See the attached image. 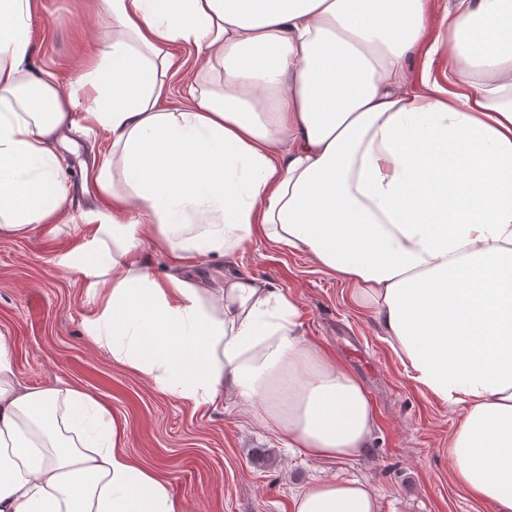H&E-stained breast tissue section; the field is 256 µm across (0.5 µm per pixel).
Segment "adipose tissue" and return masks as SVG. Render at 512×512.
Returning a JSON list of instances; mask_svg holds the SVG:
<instances>
[{
	"label": "adipose tissue",
	"mask_w": 512,
	"mask_h": 512,
	"mask_svg": "<svg viewBox=\"0 0 512 512\" xmlns=\"http://www.w3.org/2000/svg\"><path fill=\"white\" fill-rule=\"evenodd\" d=\"M115 26L84 96L30 66L43 0H0V230L56 224L63 127L106 133L76 246L52 264L95 305L87 338L193 409L223 401L313 460L376 425L358 378L303 336L268 281L188 275L256 236L306 254L370 312L415 385L458 410V483L512 512V0H95ZM224 83L168 107L172 48ZM447 46L456 80L421 74ZM151 243L164 273L143 260ZM86 391L22 385L0 336V512H186ZM292 512H380L357 479L304 487Z\"/></svg>",
	"instance_id": "adipose-tissue-1"
}]
</instances>
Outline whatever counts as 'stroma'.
I'll return each mask as SVG.
<instances>
[{
  "label": "stroma",
  "mask_w": 512,
  "mask_h": 512,
  "mask_svg": "<svg viewBox=\"0 0 512 512\" xmlns=\"http://www.w3.org/2000/svg\"><path fill=\"white\" fill-rule=\"evenodd\" d=\"M43 2L30 21V64L81 93L79 77L112 19L93 0ZM71 140L78 152L66 160V212L74 215L89 203L82 170L100 162L108 140L80 130ZM75 243L65 222L54 235L0 233V336L23 384L63 381L104 402L126 425L127 452L167 476L189 512H290L299 489L332 478L368 482L380 495V512H495L455 478L448 442L457 412L413 383L374 318L351 307L342 284L305 254L258 238L234 258H198L192 272L210 288L221 287L225 273H247L297 299L304 336L358 377L376 413L371 444L346 460L308 459L220 403L192 410L95 347L82 328L94 304L75 274L51 263L58 249Z\"/></svg>",
  "instance_id": "stroma-1"
}]
</instances>
